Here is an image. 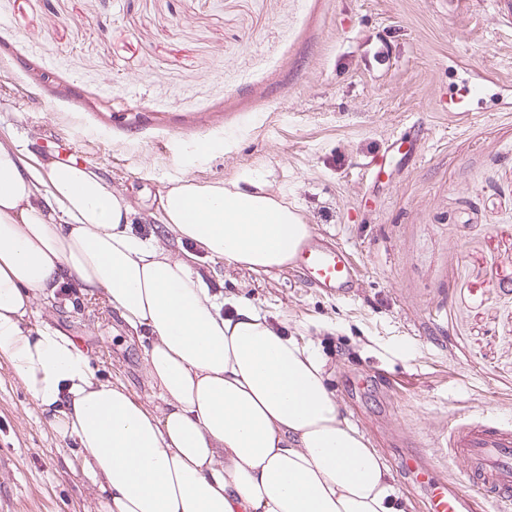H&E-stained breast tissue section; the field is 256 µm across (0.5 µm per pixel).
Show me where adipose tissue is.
I'll return each mask as SVG.
<instances>
[{
    "mask_svg": "<svg viewBox=\"0 0 512 512\" xmlns=\"http://www.w3.org/2000/svg\"><path fill=\"white\" fill-rule=\"evenodd\" d=\"M127 195L93 168L26 161L0 140V357L78 450L71 467L102 493L99 512H403L381 455L346 417L312 342L257 307L210 294L191 242L268 272L312 233L263 174L170 181L132 229ZM71 284L148 338L149 406L36 319Z\"/></svg>",
    "mask_w": 512,
    "mask_h": 512,
    "instance_id": "obj_1",
    "label": "adipose tissue"
}]
</instances>
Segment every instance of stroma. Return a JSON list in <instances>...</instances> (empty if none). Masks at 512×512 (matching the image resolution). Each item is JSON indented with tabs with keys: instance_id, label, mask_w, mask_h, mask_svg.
Wrapping results in <instances>:
<instances>
[{
	"instance_id": "35a3bbf8",
	"label": "stroma",
	"mask_w": 512,
	"mask_h": 512,
	"mask_svg": "<svg viewBox=\"0 0 512 512\" xmlns=\"http://www.w3.org/2000/svg\"><path fill=\"white\" fill-rule=\"evenodd\" d=\"M469 3L0 0L1 140L93 166L141 211L168 180L258 171L347 250L346 300L294 265L196 266L314 343L410 512L430 502L411 453L464 482L441 456L449 426L512 419V22ZM465 79L496 97L462 116L447 100ZM36 313L100 376L151 395L143 344L115 312L63 288ZM71 454L0 357V512H97Z\"/></svg>"
}]
</instances>
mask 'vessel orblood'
I'll return each mask as SVG.
<instances>
[{
  "label": "vessel or blood",
  "instance_id": "vessel-or-blood-1",
  "mask_svg": "<svg viewBox=\"0 0 512 512\" xmlns=\"http://www.w3.org/2000/svg\"><path fill=\"white\" fill-rule=\"evenodd\" d=\"M296 262L307 278L326 292L347 298L354 268L340 247L313 241L299 251ZM448 458L463 462L468 489L439 484L431 512H475L477 500L512 506V421L495 416L463 418L448 430Z\"/></svg>",
  "mask_w": 512,
  "mask_h": 512
}]
</instances>
